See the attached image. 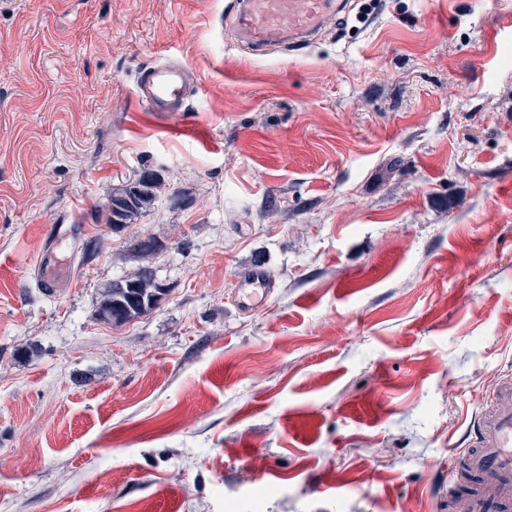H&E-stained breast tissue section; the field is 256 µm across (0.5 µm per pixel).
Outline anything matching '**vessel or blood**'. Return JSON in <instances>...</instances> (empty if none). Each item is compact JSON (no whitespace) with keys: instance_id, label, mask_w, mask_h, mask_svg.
<instances>
[{"instance_id":"vessel-or-blood-1","label":"vessel or blood","mask_w":512,"mask_h":512,"mask_svg":"<svg viewBox=\"0 0 512 512\" xmlns=\"http://www.w3.org/2000/svg\"><path fill=\"white\" fill-rule=\"evenodd\" d=\"M343 0H225L224 13L235 19L241 36L265 49L291 42L309 46L328 22L344 11ZM186 68L163 62L144 72L137 94L152 112L182 111L187 98ZM274 292L264 262L240 267L234 278L233 302L254 310ZM443 493L450 512H512V375L503 374L490 401L478 413L464 452L448 466Z\"/></svg>"}]
</instances>
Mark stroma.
Instances as JSON below:
<instances>
[{
	"label": "stroma",
	"mask_w": 512,
	"mask_h": 512,
	"mask_svg": "<svg viewBox=\"0 0 512 512\" xmlns=\"http://www.w3.org/2000/svg\"><path fill=\"white\" fill-rule=\"evenodd\" d=\"M224 2L0 0V512H448L512 371V0L263 52ZM173 58L198 87L147 111ZM146 167L161 195L111 227ZM144 268L159 306L101 320ZM187 86L186 68L176 62H163L141 75L137 94L150 112H182ZM233 302L241 312H251L274 292V282L266 265L255 260L240 267L234 278Z\"/></svg>",
	"instance_id": "stroma-1"
}]
</instances>
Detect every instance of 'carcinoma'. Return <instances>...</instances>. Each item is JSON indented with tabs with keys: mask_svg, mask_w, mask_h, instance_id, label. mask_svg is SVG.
<instances>
[{
	"mask_svg": "<svg viewBox=\"0 0 512 512\" xmlns=\"http://www.w3.org/2000/svg\"><path fill=\"white\" fill-rule=\"evenodd\" d=\"M162 186L159 176L144 170L135 186H125L112 193V202L124 210L125 223L129 224L141 211L149 207ZM165 294L151 271L143 269L123 280L112 283L104 292L98 314L102 320H110L115 326L128 323L147 314Z\"/></svg>",
	"mask_w": 512,
	"mask_h": 512,
	"instance_id": "1",
	"label": "carcinoma"
}]
</instances>
